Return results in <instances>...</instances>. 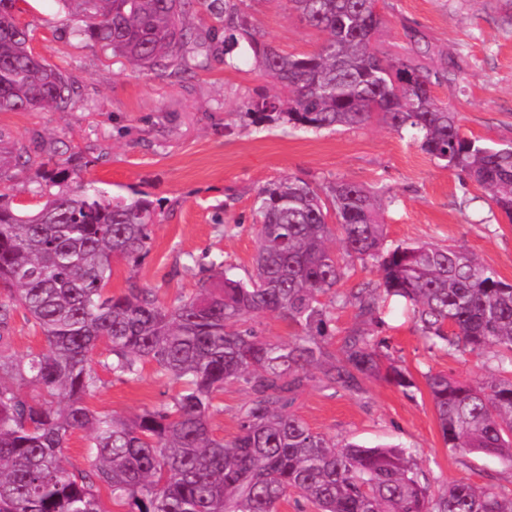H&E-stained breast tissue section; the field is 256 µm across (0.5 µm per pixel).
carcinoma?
<instances>
[{
  "mask_svg": "<svg viewBox=\"0 0 512 512\" xmlns=\"http://www.w3.org/2000/svg\"><path fill=\"white\" fill-rule=\"evenodd\" d=\"M17 2L0 0V112H66L75 83L33 51ZM58 2L80 22L75 37L157 74L207 69L220 50L226 69L253 57L283 89L242 101L240 115L253 124L321 131L377 116L409 131L512 222V144L460 137L458 113L433 93L442 79L454 83L455 67L433 78L414 60L381 52L377 0H287L324 35L297 55L257 33L254 0ZM197 5L219 21L203 36L186 23ZM30 163L24 145L0 159V343L19 307L45 348L21 357L0 350V512H104L98 485L130 512H278L290 493L318 512H512V499L464 480L433 498L407 449L337 443L292 411L314 369L326 387L357 391L382 374L413 393L417 385L390 360L387 338L352 329L330 350L338 307L354 304L379 329L383 296L401 298L425 342L495 363L474 383L424 374L444 444L512 467V283L472 253L434 242L389 246L385 194L290 174L255 194L258 248L247 278L229 274L221 254L192 257L184 271L209 276L172 305L134 283L111 295L112 258L137 265L150 251L154 202L143 191L111 197L93 182L71 189L76 170L54 168L43 180L60 190H31L40 202L23 211L10 191ZM354 261L371 264L379 283L342 295L337 288ZM264 315L288 323V341L260 335L252 320ZM99 345L115 377L133 380L153 363L182 391L133 419L91 410L99 377L90 356ZM238 382L251 397L226 441L210 418L224 385ZM25 387L41 399H27ZM76 432L87 436L90 470L73 474L61 448Z\"/></svg>",
  "mask_w": 512,
  "mask_h": 512,
  "instance_id": "cac0c4a2",
  "label": "carcinoma"
}]
</instances>
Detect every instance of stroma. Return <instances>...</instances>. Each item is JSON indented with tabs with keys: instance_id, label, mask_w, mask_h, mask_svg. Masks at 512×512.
I'll use <instances>...</instances> for the list:
<instances>
[{
	"instance_id": "1",
	"label": "stroma",
	"mask_w": 512,
	"mask_h": 512,
	"mask_svg": "<svg viewBox=\"0 0 512 512\" xmlns=\"http://www.w3.org/2000/svg\"><path fill=\"white\" fill-rule=\"evenodd\" d=\"M19 8L34 52L71 77L79 96L66 112H0V138L28 146L34 160L16 183L15 205L36 204L32 190L44 167L59 166L78 169L80 180L114 195L146 192L160 213L138 267L114 256L111 293L124 292L132 278L154 289L161 303L173 304L197 283L183 271L188 258L217 253L233 275L247 277L258 246L256 191L288 173L386 188L393 198L384 214L390 242L460 246L512 281V221L476 185L421 151L409 133L378 120L322 131L252 125L238 113L241 101L273 90L254 64L235 71L215 63L161 76L106 57L93 41L74 39L76 20L56 0H21ZM377 10L384 19L378 40L389 54L433 73L455 62L454 84H437L434 93L459 112L466 136L495 146L512 143V0H378ZM252 22L265 41L287 53L311 52L323 39L286 0H262ZM414 30L430 52L417 50ZM384 320L390 356L411 373L417 391L405 395L380 376L365 379L355 393L314 382L298 395L295 411L332 439L410 448L431 494L463 479L512 498L511 467L445 447L424 380L430 370L479 380L492 372V360L428 348L400 299L386 300ZM105 356L101 347L92 354L100 378L88 401L92 410L133 417L180 389L151 365L138 379L119 380L103 367ZM249 397L246 386L225 385L211 418L215 435L227 441L236 435L238 410Z\"/></svg>"
}]
</instances>
